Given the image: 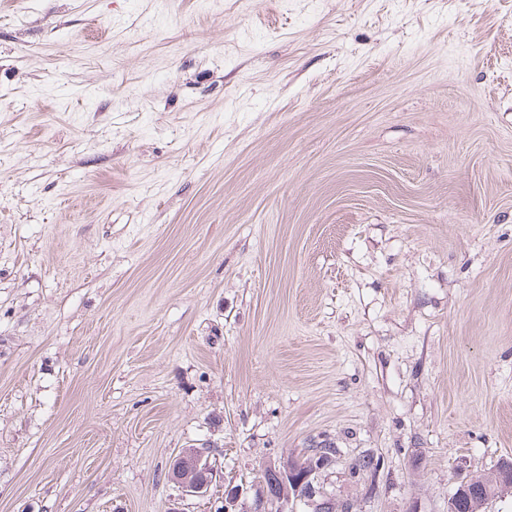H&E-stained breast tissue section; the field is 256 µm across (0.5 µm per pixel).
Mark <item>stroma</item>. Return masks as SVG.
Wrapping results in <instances>:
<instances>
[{
  "label": "stroma",
  "mask_w": 512,
  "mask_h": 512,
  "mask_svg": "<svg viewBox=\"0 0 512 512\" xmlns=\"http://www.w3.org/2000/svg\"><path fill=\"white\" fill-rule=\"evenodd\" d=\"M324 438L348 512L512 457V0H0V512Z\"/></svg>",
  "instance_id": "obj_1"
}]
</instances>
